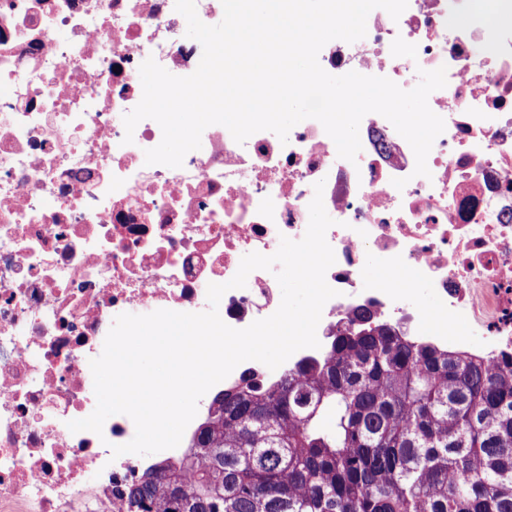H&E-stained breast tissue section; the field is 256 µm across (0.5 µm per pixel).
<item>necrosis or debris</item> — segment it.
<instances>
[{
  "mask_svg": "<svg viewBox=\"0 0 512 512\" xmlns=\"http://www.w3.org/2000/svg\"><path fill=\"white\" fill-rule=\"evenodd\" d=\"M180 20L175 0H0V512H119L114 489L155 455L113 456L135 435L124 414L99 435L68 427L96 406L90 361L114 319L207 310L208 284L231 280L244 255L304 237L319 182L338 295L319 348L281 372L324 358L362 308L440 345L465 347V325L482 332L484 356L512 352V24L490 34L469 0H408L399 19L374 9L364 38L321 49L326 72L405 90L420 70L445 68L428 98L445 129L424 177L377 113L360 122L353 163L308 119L284 143L260 131L240 144L210 126L182 167L146 164L162 129L145 119L129 134L123 116L141 100L147 58L176 76L196 70L202 49ZM488 39L491 58L475 50ZM402 272L414 284L400 285ZM421 288L440 299L437 323ZM280 302L274 272L258 269L218 312L243 329Z\"/></svg>",
  "mask_w": 512,
  "mask_h": 512,
  "instance_id": "necrosis-or-debris-1",
  "label": "necrosis or debris"
}]
</instances>
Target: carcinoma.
Segmentation results:
<instances>
[{
	"label": "carcinoma",
	"instance_id": "obj_1",
	"mask_svg": "<svg viewBox=\"0 0 512 512\" xmlns=\"http://www.w3.org/2000/svg\"><path fill=\"white\" fill-rule=\"evenodd\" d=\"M126 512H512V354L438 346L362 309L328 357L214 399Z\"/></svg>",
	"mask_w": 512,
	"mask_h": 512
}]
</instances>
